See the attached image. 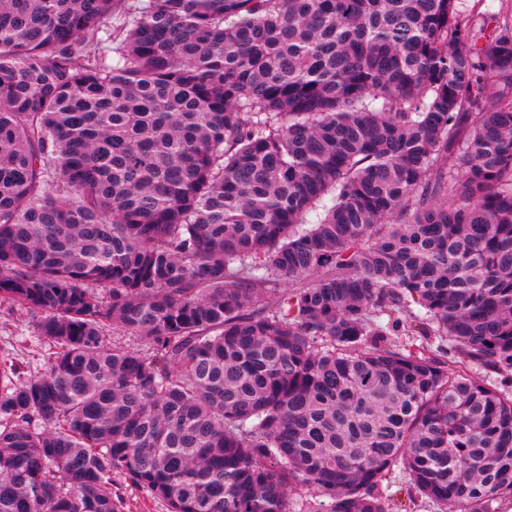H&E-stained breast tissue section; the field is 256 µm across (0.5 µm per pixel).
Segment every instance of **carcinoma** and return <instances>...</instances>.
Returning <instances> with one entry per match:
<instances>
[{"mask_svg":"<svg viewBox=\"0 0 512 512\" xmlns=\"http://www.w3.org/2000/svg\"><path fill=\"white\" fill-rule=\"evenodd\" d=\"M482 2L0 0V298L44 343L0 369V512H124L115 476L168 512L512 502ZM399 489V484H393L387 491V494L390 495V498L397 505L395 512H440L435 505L427 500L421 501L420 498L415 505L411 503L410 507H403L404 504H408V501H405L406 497H404V493L399 491Z\"/></svg>","mask_w":512,"mask_h":512,"instance_id":"1","label":"carcinoma"}]
</instances>
